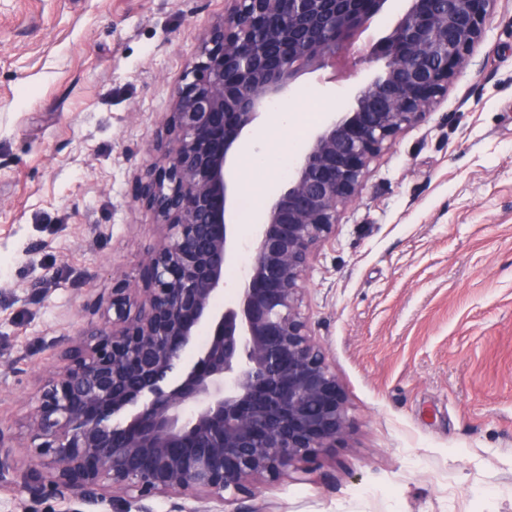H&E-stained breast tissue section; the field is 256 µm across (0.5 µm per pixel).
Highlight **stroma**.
Here are the masks:
<instances>
[{"label":"stroma","mask_w":512,"mask_h":512,"mask_svg":"<svg viewBox=\"0 0 512 512\" xmlns=\"http://www.w3.org/2000/svg\"><path fill=\"white\" fill-rule=\"evenodd\" d=\"M301 75L299 114L345 106L407 9ZM224 0H0V426L26 418L57 340L107 322L87 302L138 281L159 234L136 198L200 32ZM37 282L49 287L32 295ZM304 309L350 407L308 480L224 512H512V0L470 65L370 167L306 276ZM18 369H10V362ZM0 486V512H65Z\"/></svg>","instance_id":"35a3bbf8"}]
</instances>
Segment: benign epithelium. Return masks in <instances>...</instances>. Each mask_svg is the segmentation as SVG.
<instances>
[{
	"label": "benign epithelium",
	"instance_id": "benign-epithelium-1",
	"mask_svg": "<svg viewBox=\"0 0 512 512\" xmlns=\"http://www.w3.org/2000/svg\"><path fill=\"white\" fill-rule=\"evenodd\" d=\"M200 35L139 196L160 228L141 283L117 272L112 322L59 340L63 364L27 416L28 451L60 499L123 512H215L346 442L342 385L303 309L316 249L371 163L421 122L468 62L496 0H409L381 73L332 112L251 237L232 175L246 135L305 72L327 66L385 0H226ZM247 273L224 304V269ZM202 342L196 361L186 351ZM185 500L205 505L187 508Z\"/></svg>",
	"mask_w": 512,
	"mask_h": 512
}]
</instances>
